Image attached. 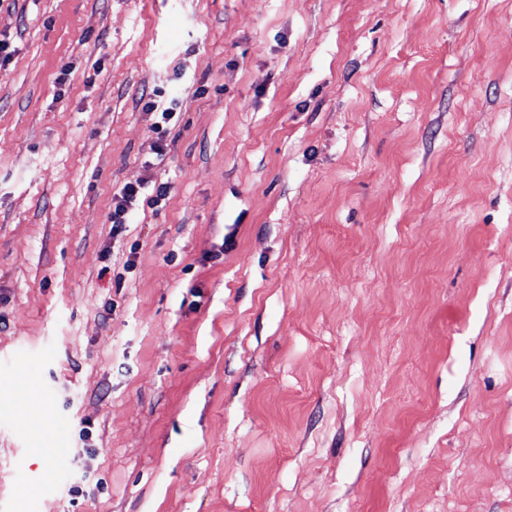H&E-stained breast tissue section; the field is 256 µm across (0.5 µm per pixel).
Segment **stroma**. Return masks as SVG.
I'll use <instances>...</instances> for the list:
<instances>
[{"mask_svg": "<svg viewBox=\"0 0 512 512\" xmlns=\"http://www.w3.org/2000/svg\"><path fill=\"white\" fill-rule=\"evenodd\" d=\"M0 38V512H512V0H0ZM168 195L169 187L166 184L154 185L152 189H147L141 184H125L112 198L110 221L113 234L123 232L125 224L131 223L141 204L159 210Z\"/></svg>", "mask_w": 512, "mask_h": 512, "instance_id": "1", "label": "stroma"}]
</instances>
